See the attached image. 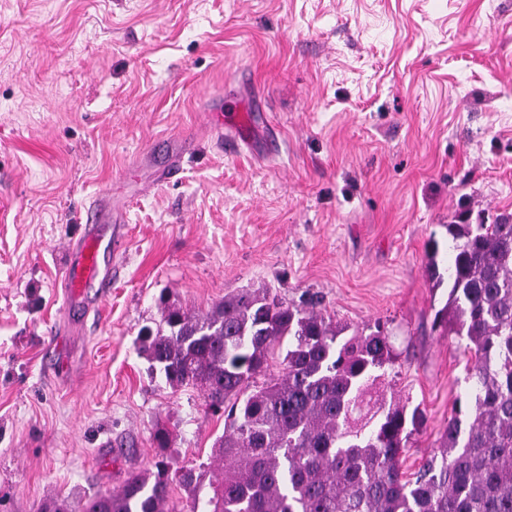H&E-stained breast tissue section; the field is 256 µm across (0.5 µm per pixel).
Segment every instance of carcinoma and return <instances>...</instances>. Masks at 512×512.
Masks as SVG:
<instances>
[{"mask_svg":"<svg viewBox=\"0 0 512 512\" xmlns=\"http://www.w3.org/2000/svg\"><path fill=\"white\" fill-rule=\"evenodd\" d=\"M447 231L435 323L466 340L473 399L466 414L456 402L418 471L402 455L423 413L388 397L385 325L346 338L348 326L246 288L202 315L167 307L140 333L169 387L198 389L213 413L229 406L209 482L162 458L82 512H512V217Z\"/></svg>","mask_w":512,"mask_h":512,"instance_id":"cac0c4a2","label":"carcinoma"}]
</instances>
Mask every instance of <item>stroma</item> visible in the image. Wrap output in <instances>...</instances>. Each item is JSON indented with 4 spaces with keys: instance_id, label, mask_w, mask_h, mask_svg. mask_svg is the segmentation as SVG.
<instances>
[{
    "instance_id": "stroma-1",
    "label": "stroma",
    "mask_w": 512,
    "mask_h": 512,
    "mask_svg": "<svg viewBox=\"0 0 512 512\" xmlns=\"http://www.w3.org/2000/svg\"><path fill=\"white\" fill-rule=\"evenodd\" d=\"M228 108L251 118L231 153L208 128ZM104 191L126 215L112 286L67 316L66 246ZM464 211L512 214V0H0V512L164 457L206 473L224 419L139 331L244 288L386 323L394 394L424 414L414 472L472 384L433 325Z\"/></svg>"
}]
</instances>
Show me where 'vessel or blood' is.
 Segmentation results:
<instances>
[{
    "label": "vessel or blood",
    "instance_id": "vessel-or-blood-1",
    "mask_svg": "<svg viewBox=\"0 0 512 512\" xmlns=\"http://www.w3.org/2000/svg\"><path fill=\"white\" fill-rule=\"evenodd\" d=\"M121 221V216L113 214L110 199L104 195L97 197L93 218L84 235L71 245L64 267L63 282L68 307L78 306L86 288L109 286L112 267L106 263L104 254L113 243L118 242L116 226Z\"/></svg>",
    "mask_w": 512,
    "mask_h": 512
}]
</instances>
